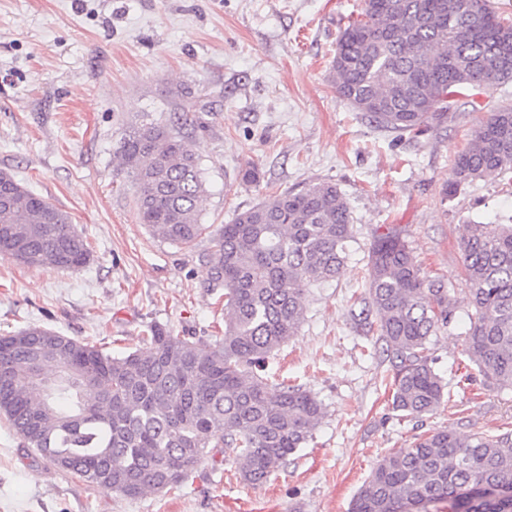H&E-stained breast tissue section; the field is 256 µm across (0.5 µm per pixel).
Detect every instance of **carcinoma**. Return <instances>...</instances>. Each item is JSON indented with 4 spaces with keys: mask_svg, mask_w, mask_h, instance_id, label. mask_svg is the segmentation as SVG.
Wrapping results in <instances>:
<instances>
[{
    "mask_svg": "<svg viewBox=\"0 0 512 512\" xmlns=\"http://www.w3.org/2000/svg\"><path fill=\"white\" fill-rule=\"evenodd\" d=\"M338 95L379 128L419 135L470 105V91L512 82V23L489 0H363L332 61ZM132 178L141 223L189 247L208 229L196 144L151 121L115 148ZM512 171V106L488 114L457 155L447 192L487 173ZM0 206V255L24 264L79 270L86 238L67 212L13 175ZM354 239L336 184L285 190L236 214L213 236L207 287L224 289V336L210 342L150 328L146 351L121 356L54 329L0 336V414L26 447L55 469L103 491L137 497L179 487L215 448L250 485H262L304 447L323 404L298 384L266 375L274 352L305 319L303 288L329 282ZM460 250L473 309L465 352L493 387L512 388V224H469ZM368 299L392 355V406L419 418L443 403L430 337L448 327L455 301L421 274L393 227L368 256ZM27 336L20 343L17 337ZM512 487V433L462 438L440 429L384 457L351 512H512L487 485Z\"/></svg>",
    "mask_w": 512,
    "mask_h": 512,
    "instance_id": "carcinoma-1",
    "label": "carcinoma"
}]
</instances>
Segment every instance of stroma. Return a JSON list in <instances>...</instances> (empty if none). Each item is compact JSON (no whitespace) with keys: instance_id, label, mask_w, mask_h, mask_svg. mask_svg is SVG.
Segmentation results:
<instances>
[{"instance_id":"stroma-1","label":"stroma","mask_w":512,"mask_h":512,"mask_svg":"<svg viewBox=\"0 0 512 512\" xmlns=\"http://www.w3.org/2000/svg\"><path fill=\"white\" fill-rule=\"evenodd\" d=\"M362 0H0V171L66 211L92 257L77 271L0 256V336L46 327L112 355L145 349L159 325L221 335L205 288L213 230L276 193L326 180L351 212L356 242L336 279L306 288L305 319L272 368L311 392L321 423L259 486L221 450L179 489L129 498L59 472L0 417V512H349L377 463L426 432H512V389L487 386L465 352L469 284L459 242L470 224H512V172L448 195L458 152L506 89L471 93L418 137L375 127L336 93L332 60ZM197 144L205 182L192 247L141 224L135 186L113 159L145 115ZM256 166L259 184L239 172ZM398 226L422 273L442 280L455 317L431 339L444 401L420 418L392 407V365L359 323L368 251Z\"/></svg>"}]
</instances>
